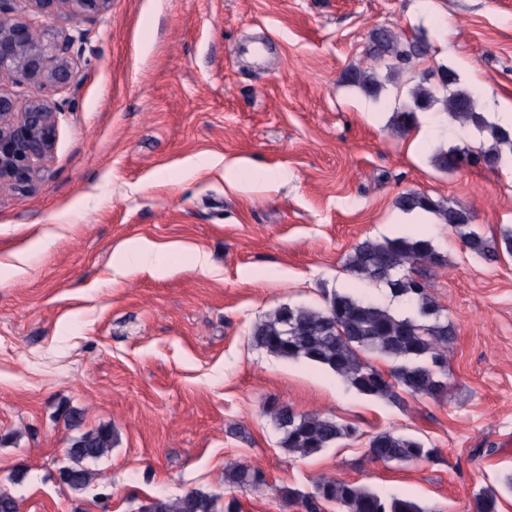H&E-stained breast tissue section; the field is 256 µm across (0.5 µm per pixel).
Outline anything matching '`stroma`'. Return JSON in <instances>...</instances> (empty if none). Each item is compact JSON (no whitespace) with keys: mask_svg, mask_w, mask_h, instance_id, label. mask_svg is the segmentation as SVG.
Segmentation results:
<instances>
[{"mask_svg":"<svg viewBox=\"0 0 512 512\" xmlns=\"http://www.w3.org/2000/svg\"><path fill=\"white\" fill-rule=\"evenodd\" d=\"M111 0L101 15L37 14L46 34L86 32L43 184L0 185V491L20 512H139L156 496L227 497V466L263 469L243 512H303L278 496L319 478L406 497L424 512H476L483 487L512 512V259L466 249L432 214L402 212L415 191L460 205L494 239L512 227V164L442 172L440 148L481 136L445 113L391 130L407 81L378 96L347 83L371 31L428 40L424 67L453 69L484 114L512 105V0ZM402 234L448 260L431 293L455 328L443 401L357 393L331 371L254 346L283 304L321 309L348 291L407 313L346 269L353 248ZM162 245L157 268L116 266L126 245ZM203 253L199 267L195 253ZM22 274H14L13 266ZM355 424L360 437L296 460L269 401ZM82 415L79 428L66 410ZM112 425L109 454L81 500L60 482L71 437ZM390 430L438 448L434 463L371 461Z\"/></svg>","mask_w":512,"mask_h":512,"instance_id":"stroma-1","label":"stroma"}]
</instances>
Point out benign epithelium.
<instances>
[{"instance_id": "7a95c632", "label": "benign epithelium", "mask_w": 512, "mask_h": 512, "mask_svg": "<svg viewBox=\"0 0 512 512\" xmlns=\"http://www.w3.org/2000/svg\"><path fill=\"white\" fill-rule=\"evenodd\" d=\"M34 13L55 11L66 16L95 17L111 0H26ZM78 36L49 39L28 18L12 15L0 4V79L37 88H64L74 79L70 51ZM61 105L41 95L24 107L0 91V184L30 190L45 180L52 162Z\"/></svg>"}]
</instances>
